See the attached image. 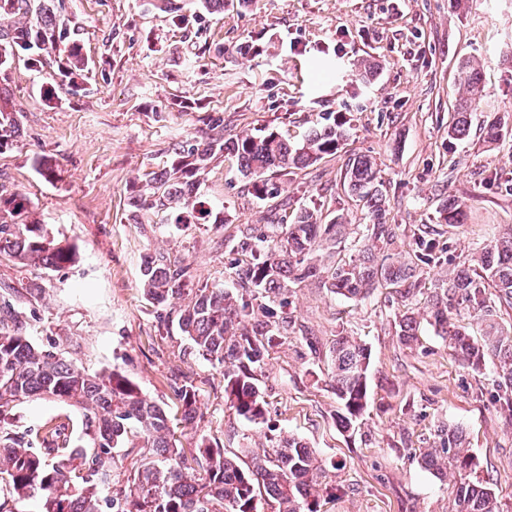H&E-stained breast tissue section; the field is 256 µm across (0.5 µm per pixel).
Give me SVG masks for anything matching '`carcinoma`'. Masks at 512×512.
Masks as SVG:
<instances>
[{"label": "carcinoma", "instance_id": "1", "mask_svg": "<svg viewBox=\"0 0 512 512\" xmlns=\"http://www.w3.org/2000/svg\"><path fill=\"white\" fill-rule=\"evenodd\" d=\"M28 0H0V45L7 49H56V32L64 24L62 14L36 15L29 25L17 28L12 16L30 11ZM88 67L79 45L66 51L64 72L71 74ZM459 79L468 98L454 112L451 135L461 139L469 131L471 115L481 106V70L469 61L459 64ZM19 128L12 112L0 110V148L8 144ZM346 136L342 124L311 129L302 142L294 144L278 132L263 137L246 136L232 142L229 151L241 176L249 181L260 200L275 198L266 174L274 170L302 169L324 155L336 153ZM225 143L205 141L186 154L177 153L168 169L147 172L146 183L157 190L160 205L194 206L188 183L200 175L215 152ZM345 179L349 191L367 208L375 222L367 225L364 238L371 245H351L355 254L337 257L327 267L319 259L322 249H338L348 240L347 225L339 218L325 221L306 208L288 224L287 209L278 219L281 236L240 241L236 275L245 291L273 293L322 278L324 284L348 299L360 298L376 288H393L407 299L419 288L417 266L390 257L386 249L395 243V231L385 219V199L374 159L361 155L348 162ZM462 213L459 202L441 207L445 223L456 224ZM416 261L429 265L435 260L433 246L422 237L416 241ZM22 267L57 270L77 260L75 248L53 235L44 224H0V259ZM145 295L152 305L165 307L186 292L188 267L164 258L144 263L141 270ZM494 286L497 297L512 300V233L498 239L479 257L478 267L458 270L435 287L430 313L434 325L448 341L455 358L480 371L492 364L503 388V406L512 417V328L496 321L491 304ZM467 311L480 325L474 338L455 325L453 319ZM253 305L237 299L222 288L201 286L177 314L180 332L193 349L207 361L224 368V394L238 416L253 423L265 417L264 400L254 383V370L264 364L269 351L281 339V326L257 323ZM13 327L0 334V428L8 424L12 409L32 398L64 402L82 414L87 445H70L65 426L49 427L37 449L23 436H0V483L15 500L39 498L40 512H257L258 492L278 504V512H301V503L316 497L321 466L315 450L293 436H281L272 448L251 456L244 469L238 457L224 455V449L206 436L200 437L194 453L186 455L174 438L170 416L148 399L139 386L116 370L90 374L63 354L36 347L26 327L14 317L11 306H0ZM416 319L408 314L399 322V336L405 343L417 339ZM331 381L349 426L360 415L368 397V349L346 336L336 339L331 351ZM180 421L192 423L198 413L196 390L181 388ZM143 449L140 461L126 484L114 482L117 467L114 451L132 440ZM466 433L450 426L442 438V454L426 453L421 465L439 476L450 468L458 476L449 512H496L492 490L470 481L475 463L464 452Z\"/></svg>", "mask_w": 512, "mask_h": 512}]
</instances>
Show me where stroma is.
Wrapping results in <instances>:
<instances>
[{"label": "stroma", "mask_w": 512, "mask_h": 512, "mask_svg": "<svg viewBox=\"0 0 512 512\" xmlns=\"http://www.w3.org/2000/svg\"><path fill=\"white\" fill-rule=\"evenodd\" d=\"M65 0L62 42L79 39L90 70L64 89L60 54L31 67L20 53L0 72V108L20 128L0 150V192L28 198V220L73 244L80 260L56 271L0 260V302L9 301L33 344L57 347L87 372L118 369L170 415L178 388L192 382L199 416L176 425L179 446L200 436L226 453L267 448L294 435L321 462L318 512H448L453 476L431 474L421 455L440 431L462 427L475 462L472 481L491 488L498 512H512V419L490 371L453 356L429 314L436 281L473 266L512 229V0H226L223 10L175 0ZM379 65L371 79L354 64ZM481 66L484 101L468 135L448 134L467 92L460 60ZM344 123L336 154L269 176L289 211L307 207L357 226L372 223L344 184L350 158L373 156L383 183L391 248L411 259L429 231L438 263L419 268L422 291L408 300L388 288L350 300L312 278L276 297H258L254 318L284 326L255 376L265 419L239 417L224 397V371L199 356L140 285L148 257L187 266L193 282L238 291L235 243L274 235L258 200L219 152L200 176L192 209H136L143 173L211 138L270 131L298 140L314 125ZM498 123L502 137L485 138ZM449 199L460 223L439 217ZM418 338L398 336L402 315ZM346 336L371 352L368 402L351 426L330 382L329 350ZM81 434L78 412L32 399L13 410L12 429L47 425Z\"/></svg>", "instance_id": "1"}]
</instances>
